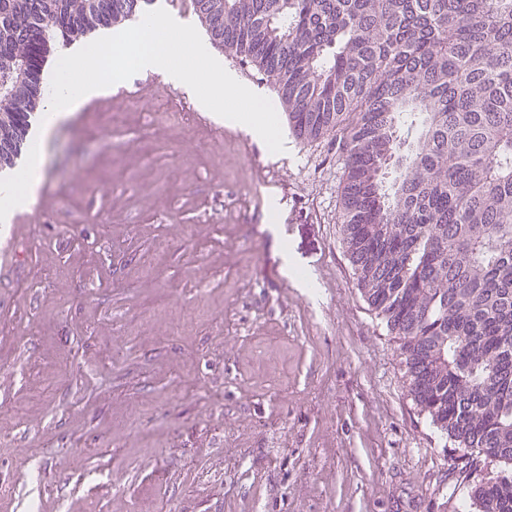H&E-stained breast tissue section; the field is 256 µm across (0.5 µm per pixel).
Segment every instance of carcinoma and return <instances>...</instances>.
I'll use <instances>...</instances> for the list:
<instances>
[{
  "mask_svg": "<svg viewBox=\"0 0 512 512\" xmlns=\"http://www.w3.org/2000/svg\"><path fill=\"white\" fill-rule=\"evenodd\" d=\"M208 2L210 39L273 79L292 137L343 161L346 254L457 450L461 512H512V0ZM152 3L0 0V170L54 46Z\"/></svg>",
  "mask_w": 512,
  "mask_h": 512,
  "instance_id": "carcinoma-1",
  "label": "carcinoma"
}]
</instances>
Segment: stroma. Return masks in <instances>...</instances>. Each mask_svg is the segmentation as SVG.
Here are the masks:
<instances>
[{
    "label": "stroma",
    "instance_id": "stroma-1",
    "mask_svg": "<svg viewBox=\"0 0 512 512\" xmlns=\"http://www.w3.org/2000/svg\"><path fill=\"white\" fill-rule=\"evenodd\" d=\"M45 144L0 233V512H459L343 248L335 149L279 156L139 73Z\"/></svg>",
    "mask_w": 512,
    "mask_h": 512
}]
</instances>
